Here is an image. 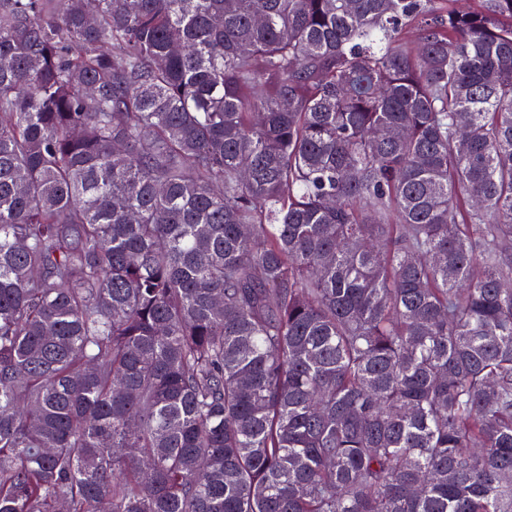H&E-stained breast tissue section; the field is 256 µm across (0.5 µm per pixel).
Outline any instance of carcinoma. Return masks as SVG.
I'll return each mask as SVG.
<instances>
[{"label": "carcinoma", "instance_id": "obj_1", "mask_svg": "<svg viewBox=\"0 0 512 512\" xmlns=\"http://www.w3.org/2000/svg\"><path fill=\"white\" fill-rule=\"evenodd\" d=\"M0 512H512V0H0Z\"/></svg>", "mask_w": 512, "mask_h": 512}]
</instances>
